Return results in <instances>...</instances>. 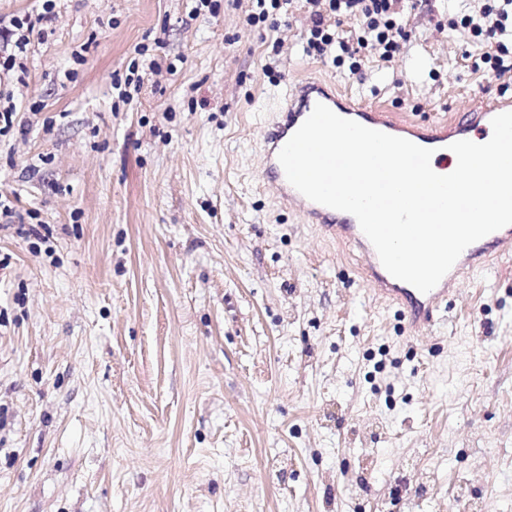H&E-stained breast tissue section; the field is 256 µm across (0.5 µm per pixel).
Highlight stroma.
Listing matches in <instances>:
<instances>
[{
  "instance_id": "stroma-1",
  "label": "stroma",
  "mask_w": 512,
  "mask_h": 512,
  "mask_svg": "<svg viewBox=\"0 0 512 512\" xmlns=\"http://www.w3.org/2000/svg\"><path fill=\"white\" fill-rule=\"evenodd\" d=\"M477 8L427 0L354 74L305 52V0H54L0 71L32 230H0V512H512V266L414 338L259 163L307 70L419 120L512 99L448 29Z\"/></svg>"
}]
</instances>
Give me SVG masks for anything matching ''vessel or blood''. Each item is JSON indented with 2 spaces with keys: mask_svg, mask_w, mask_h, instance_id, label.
<instances>
[{
  "mask_svg": "<svg viewBox=\"0 0 512 512\" xmlns=\"http://www.w3.org/2000/svg\"><path fill=\"white\" fill-rule=\"evenodd\" d=\"M319 103L365 127L432 149V168L446 171L455 169L457 164L456 156L450 149L451 144L460 140L480 142L483 135L491 133L493 117L512 111V100L480 97L463 116L419 121L384 107L366 104L352 93L341 91L332 79L305 76L294 81L288 94L287 108L280 112L272 125L260 132L264 143L261 163L268 171L277 197L287 203L304 223L319 225L329 237L355 250L361 260V269L373 286L375 297L387 305L404 308L410 330L420 333L434 322L437 312L447 305L461 279L475 270H490L499 260L512 256V225L488 234L481 243L468 246L430 292H420L394 278L383 267L357 219L350 213L307 199L287 181L278 161L279 151Z\"/></svg>",
  "mask_w": 512,
  "mask_h": 512,
  "instance_id": "vessel-or-blood-1",
  "label": "vessel or blood"
}]
</instances>
